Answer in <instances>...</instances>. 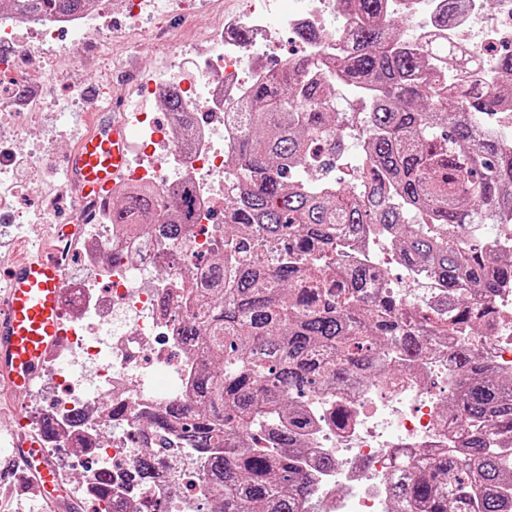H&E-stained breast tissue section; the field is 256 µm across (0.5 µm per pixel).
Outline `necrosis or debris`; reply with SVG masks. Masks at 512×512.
I'll return each mask as SVG.
<instances>
[{
	"label": "necrosis or debris",
	"instance_id": "1",
	"mask_svg": "<svg viewBox=\"0 0 512 512\" xmlns=\"http://www.w3.org/2000/svg\"><path fill=\"white\" fill-rule=\"evenodd\" d=\"M337 0H295L287 19H279L274 0H256L247 12L224 17L218 25L198 27L199 50L194 66L197 79L183 68L168 69L162 77L144 83L146 99L162 102L176 92L188 108L198 111V124L189 143H182L174 120L159 122L150 113L137 112L132 124L137 137L134 161L125 177L129 186L148 184L158 189L154 212L164 220L169 210V169L196 188L202 212H210L224 197V158L233 149L234 134L224 124V106L238 97L261 71L252 67L255 51L278 45L284 33H296L305 24L326 25L337 17ZM103 8L72 16H49L31 22L36 39L50 43L66 33L61 52L77 50L91 31L107 27ZM18 22L0 17V43L11 45L0 57V76L25 75L46 69L49 57L17 35ZM251 30L249 42L227 36L228 30ZM443 39L479 64L493 78V49L512 45V0H498L486 11L483 0H464L456 24ZM81 274H73L72 256L61 252L59 263L69 273L64 344L51 349L40 376L50 393L39 412L55 429L53 446L73 450L87 460L79 492L95 499L97 512H116L136 501L141 512H201L214 498L213 486L199 459L167 456L162 475L139 486L130 476L147 452L144 436L155 413L164 405L189 396L197 360L187 352L180 330L187 287L196 272V256L209 253L213 241L193 225L185 247L171 249L156 234L133 235L119 224L80 227ZM170 298L168 310L157 307L159 293ZM493 308L501 319L463 341L491 359L504 373H512V286L500 288ZM409 363L402 377L382 372L370 381L338 390L335 403L318 394L308 410L316 424L308 435L310 456L330 454L335 470L320 473L317 489L327 512H392L388 497L394 452L433 453L447 447L458 432L457 421L444 415L431 390L434 380L450 377L444 350ZM164 376L160 386H146L148 371ZM342 408L349 422L334 424L332 411ZM82 422H74V414ZM112 470L111 499L96 498L93 488L99 465Z\"/></svg>",
	"mask_w": 512,
	"mask_h": 512
}]
</instances>
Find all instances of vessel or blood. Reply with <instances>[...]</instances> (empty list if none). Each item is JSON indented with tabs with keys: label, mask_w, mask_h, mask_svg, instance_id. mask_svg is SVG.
Instances as JSON below:
<instances>
[{
	"label": "vessel or blood",
	"mask_w": 512,
	"mask_h": 512,
	"mask_svg": "<svg viewBox=\"0 0 512 512\" xmlns=\"http://www.w3.org/2000/svg\"><path fill=\"white\" fill-rule=\"evenodd\" d=\"M132 134L120 112L99 113L67 158L68 183L81 197L105 204L129 164ZM68 283L59 263L45 251L10 269L7 296L0 301V384L10 391L31 388L48 351L63 336ZM11 457L40 489L58 483V471L35 438H21Z\"/></svg>",
	"instance_id": "obj_1"
}]
</instances>
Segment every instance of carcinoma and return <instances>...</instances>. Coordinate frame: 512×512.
Returning <instances> with one entry per match:
<instances>
[{
  "label": "carcinoma",
  "mask_w": 512,
  "mask_h": 512,
  "mask_svg": "<svg viewBox=\"0 0 512 512\" xmlns=\"http://www.w3.org/2000/svg\"><path fill=\"white\" fill-rule=\"evenodd\" d=\"M95 0H9L22 18L83 11ZM356 20L333 74L312 78L315 60H286L272 80L254 79L225 109L235 133L224 173V250L194 279L181 336L199 366L191 396L154 419L185 424L186 451L204 456L218 500L210 512H322L315 474L336 458L307 460L312 428L299 398L367 381L397 355L435 350L433 322L405 311L395 293L373 296L383 269L354 257V246L389 239L399 265L448 288L433 316L448 330L490 319L472 293L493 295L512 280V250H486L485 224L512 226V142L487 128L490 111L512 107V53L497 77L454 78L457 62L421 53L411 29L396 25L392 0H338ZM362 96L368 111L353 143L351 173L309 178L324 154L349 151L336 90ZM163 105L187 136L193 116L175 93ZM151 186L124 190L110 223L149 231ZM170 245L196 223L185 184L169 188ZM457 372L448 411L467 427L461 447L399 459L390 484L393 512H512V377L464 345L448 348ZM160 458L138 461L148 483ZM96 492L112 496L102 467Z\"/></svg>",
  "instance_id": "carcinoma-1"
}]
</instances>
